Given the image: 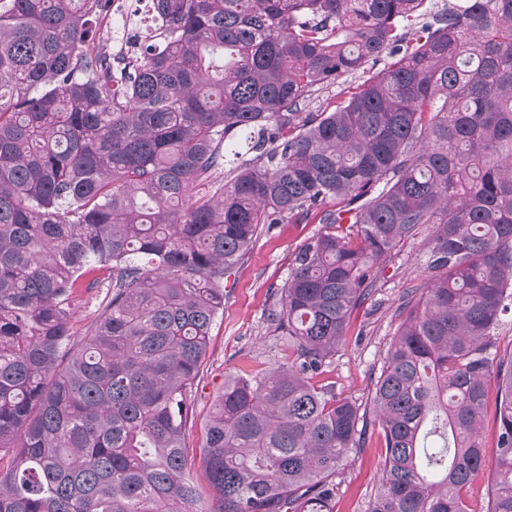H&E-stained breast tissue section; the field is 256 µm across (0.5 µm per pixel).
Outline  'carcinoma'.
I'll use <instances>...</instances> for the list:
<instances>
[{
  "instance_id": "obj_1",
  "label": "carcinoma",
  "mask_w": 512,
  "mask_h": 512,
  "mask_svg": "<svg viewBox=\"0 0 512 512\" xmlns=\"http://www.w3.org/2000/svg\"><path fill=\"white\" fill-rule=\"evenodd\" d=\"M424 2L151 0L114 54L111 0H0V512H333L370 424L367 512H469L486 471L489 512H512V0H457L407 41ZM349 75L332 111H300ZM286 222L325 225L267 316L293 353L224 377L206 505L181 475L224 280ZM424 226L426 284L362 408L317 378ZM95 266L110 299L79 343ZM126 34L127 31L125 32L120 15H113L111 19L101 23L96 42L107 48H112V52L115 53L124 45ZM108 272L103 269L93 270L86 279H98V288L85 291L78 290L71 302L70 332L75 340L87 336L89 329L97 315V309L105 298L108 285ZM482 437L485 446V452L488 460H492L496 454V438H497V423L495 419V410L492 405L488 407L487 413L482 421ZM490 490V473L477 477L466 489L465 498L471 510L486 512Z\"/></svg>"
}]
</instances>
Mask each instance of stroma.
<instances>
[{"label":"stroma","instance_id":"35a3bbf8","mask_svg":"<svg viewBox=\"0 0 512 512\" xmlns=\"http://www.w3.org/2000/svg\"><path fill=\"white\" fill-rule=\"evenodd\" d=\"M318 230L315 224L275 225L225 281L224 314L211 328L207 370L197 389L195 422L186 436L194 453L202 451L205 426L225 374L287 360V340L272 336L266 321L275 303L272 290L287 278L296 247ZM427 250L428 232L423 229L396 249L382 270L377 290L353 311V332L337 349L326 375L341 397L359 405L367 403L402 321L400 298L406 289L424 282ZM91 276L98 279V288L78 290L71 302L69 327L77 340L87 336L107 293V271L96 269ZM381 453L377 436L370 435L362 448L342 462L336 478V512H366L380 476Z\"/></svg>","mask_w":512,"mask_h":512}]
</instances>
